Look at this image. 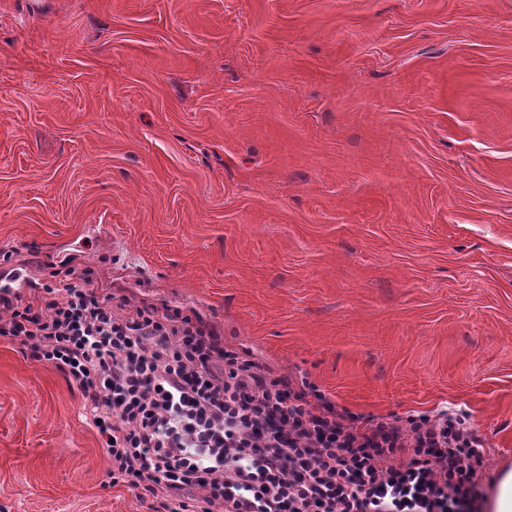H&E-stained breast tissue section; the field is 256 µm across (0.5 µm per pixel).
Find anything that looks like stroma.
<instances>
[{
	"instance_id": "35a3bbf8",
	"label": "stroma",
	"mask_w": 512,
	"mask_h": 512,
	"mask_svg": "<svg viewBox=\"0 0 512 512\" xmlns=\"http://www.w3.org/2000/svg\"><path fill=\"white\" fill-rule=\"evenodd\" d=\"M192 309L512 468V0H0V249ZM0 338V512H162Z\"/></svg>"
}]
</instances>
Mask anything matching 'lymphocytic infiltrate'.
<instances>
[{
	"mask_svg": "<svg viewBox=\"0 0 512 512\" xmlns=\"http://www.w3.org/2000/svg\"><path fill=\"white\" fill-rule=\"evenodd\" d=\"M63 257L30 299L0 289V336L63 372L113 485L165 512H484L466 417L361 421L273 375L196 311L101 295Z\"/></svg>",
	"mask_w": 512,
	"mask_h": 512,
	"instance_id": "lymphocytic-infiltrate-1",
	"label": "lymphocytic infiltrate"
}]
</instances>
